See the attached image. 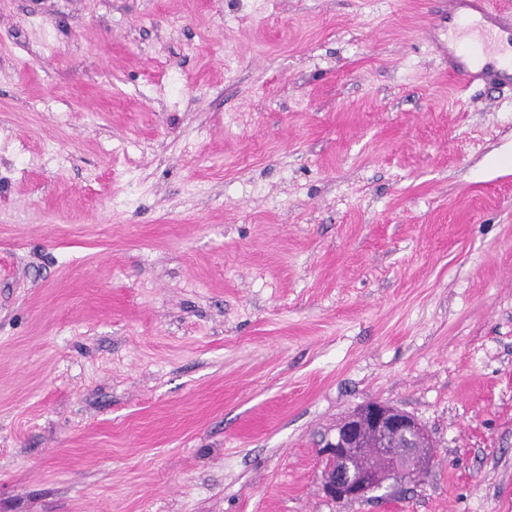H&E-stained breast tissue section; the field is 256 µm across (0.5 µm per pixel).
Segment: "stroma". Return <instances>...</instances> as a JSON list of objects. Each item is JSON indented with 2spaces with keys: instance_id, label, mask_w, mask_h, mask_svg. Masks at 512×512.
<instances>
[{
  "instance_id": "1",
  "label": "stroma",
  "mask_w": 512,
  "mask_h": 512,
  "mask_svg": "<svg viewBox=\"0 0 512 512\" xmlns=\"http://www.w3.org/2000/svg\"><path fill=\"white\" fill-rule=\"evenodd\" d=\"M431 0H0V512H512V92ZM434 461L338 505L365 401Z\"/></svg>"
}]
</instances>
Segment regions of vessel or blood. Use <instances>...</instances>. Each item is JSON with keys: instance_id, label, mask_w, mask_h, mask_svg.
Returning a JSON list of instances; mask_svg holds the SVG:
<instances>
[{"instance_id": "b4317fda", "label": "vessel or blood", "mask_w": 512, "mask_h": 512, "mask_svg": "<svg viewBox=\"0 0 512 512\" xmlns=\"http://www.w3.org/2000/svg\"><path fill=\"white\" fill-rule=\"evenodd\" d=\"M438 20L448 23V75L460 85L475 83L512 88V14L492 7L489 0H433Z\"/></svg>"}]
</instances>
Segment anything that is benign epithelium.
<instances>
[{
    "label": "benign epithelium",
    "mask_w": 512,
    "mask_h": 512,
    "mask_svg": "<svg viewBox=\"0 0 512 512\" xmlns=\"http://www.w3.org/2000/svg\"><path fill=\"white\" fill-rule=\"evenodd\" d=\"M325 494L337 503L367 500L420 477L433 463L424 429L379 401L357 407L320 449Z\"/></svg>",
    "instance_id": "7a95c632"
}]
</instances>
